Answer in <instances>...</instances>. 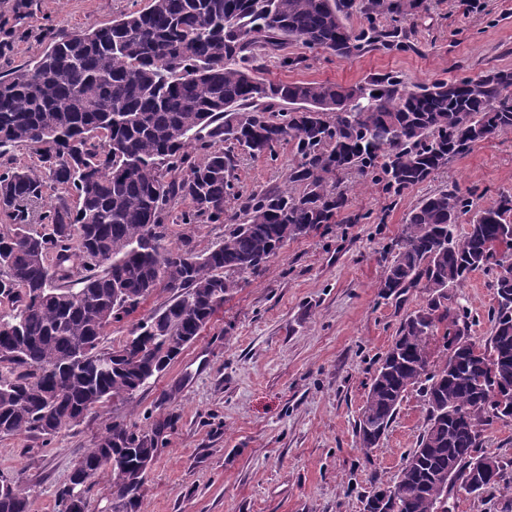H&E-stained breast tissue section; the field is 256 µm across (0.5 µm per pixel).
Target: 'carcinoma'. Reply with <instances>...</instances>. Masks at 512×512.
Returning <instances> with one entry per match:
<instances>
[{
	"label": "carcinoma",
	"instance_id": "carcinoma-1",
	"mask_svg": "<svg viewBox=\"0 0 512 512\" xmlns=\"http://www.w3.org/2000/svg\"><path fill=\"white\" fill-rule=\"evenodd\" d=\"M424 0H148L100 27L50 38L36 60L0 75V156L24 147L34 166L0 165V436H52L110 401L144 389L212 321L226 296L291 240L331 224L347 202L342 175L384 183L398 195L422 183L472 144L512 133V70L409 85L384 74L364 84L272 82L255 50L297 42L348 58L402 48L405 33L376 17H407ZM367 25H347L352 13ZM50 130L42 140L39 131ZM252 156L293 144L285 185L261 190L224 215L236 160L225 143ZM66 196L41 212L47 188ZM189 208L170 217L169 203ZM442 189L408 213L381 282L396 298L411 288L426 303L401 323L382 358L355 434L363 448L389 430L411 388L425 427L400 469L393 495L372 512H448L456 478L495 492L512 460L484 448L482 425L512 414V264L496 277L492 335L463 343L452 291L512 247V193L474 211ZM226 224L224 240L198 252L175 246L169 224ZM168 302L121 343L101 347L157 290ZM442 357L431 358L439 335ZM135 426L114 421L75 464L86 487L106 473L112 502L138 512L156 452ZM492 459L493 470L479 463ZM0 512H31L19 480Z\"/></svg>",
	"mask_w": 512,
	"mask_h": 512
}]
</instances>
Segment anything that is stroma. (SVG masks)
I'll return each mask as SVG.
<instances>
[{
    "instance_id": "obj_1",
    "label": "stroma",
    "mask_w": 512,
    "mask_h": 512,
    "mask_svg": "<svg viewBox=\"0 0 512 512\" xmlns=\"http://www.w3.org/2000/svg\"><path fill=\"white\" fill-rule=\"evenodd\" d=\"M147 0H0V74L31 63L46 29L72 34L144 7ZM410 47L340 58L289 44L261 59L271 81L364 83L383 75L429 83L512 69V0H425L401 21ZM297 58L287 68L283 56ZM296 159L291 144L274 156L238 154L234 213L254 192L282 186ZM347 203L334 223L289 241L234 290L211 323L149 387L108 403L54 437L0 436V472L19 478L32 512H56L57 494L81 449L112 420L149 430L168 417L145 481L140 512H365L374 488L392 483L424 429V402L406 392L386 436L360 447L355 423L380 360L401 322L427 298L418 287L400 299L380 283L408 213L434 192L457 187L482 207L512 193V134L473 144L402 195L379 182L343 177ZM498 266L455 288L468 334L486 341Z\"/></svg>"
}]
</instances>
